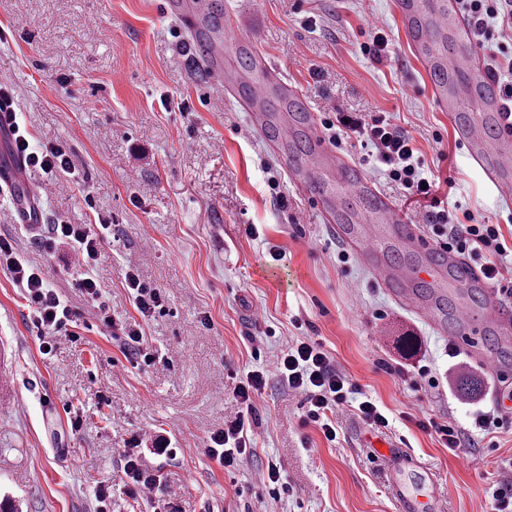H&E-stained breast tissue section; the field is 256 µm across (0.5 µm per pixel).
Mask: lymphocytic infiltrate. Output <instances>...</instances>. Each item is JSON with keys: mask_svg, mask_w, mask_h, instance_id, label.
Returning a JSON list of instances; mask_svg holds the SVG:
<instances>
[{"mask_svg": "<svg viewBox=\"0 0 512 512\" xmlns=\"http://www.w3.org/2000/svg\"><path fill=\"white\" fill-rule=\"evenodd\" d=\"M459 4L471 23L474 38L495 42L491 67L501 78L499 87L505 103L512 108V41L495 39L496 21L512 17V0H459ZM321 126L334 147L347 145L358 150L363 165L384 176L404 197L425 209L429 238L467 258L491 286L497 288L502 298L512 300V240L506 239L500 225L476 222L470 212L461 211L459 204L452 200V180L434 176L412 134L395 125L383 112L371 117L356 112H336L325 116ZM0 129L12 133L15 149L24 156L28 167L47 174L70 172V160L61 145L48 140L40 150H31L14 98L8 88L2 86ZM111 234L112 222L103 218L93 225L62 222L50 225L43 240L48 249L60 242L72 245L75 261L84 270L74 286L89 304L85 311L72 307L51 288L5 238H0V266L6 267L21 288L34 324L48 334L70 335L72 328L78 327L89 315L106 326L113 339L122 342L127 354L150 363L155 356L144 350L139 325L113 320L98 283L90 273L103 243ZM275 368L289 389L304 394L308 404L306 419L318 426L327 441H335L334 415L344 407L358 411L369 425L388 426L383 408L335 366L320 342L311 338L293 342L277 356ZM265 384V371L261 368L248 371L234 382L232 394L239 409L225 420L223 429L210 436L206 448L208 457L225 470L238 469L254 451L252 416L256 410L255 399ZM121 464L130 497L154 500L161 488L160 477L142 455L138 440L130 441Z\"/></svg>", "mask_w": 512, "mask_h": 512, "instance_id": "1", "label": "lymphocytic infiltrate"}]
</instances>
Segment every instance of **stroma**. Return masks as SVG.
<instances>
[{
  "label": "stroma",
  "mask_w": 512,
  "mask_h": 512,
  "mask_svg": "<svg viewBox=\"0 0 512 512\" xmlns=\"http://www.w3.org/2000/svg\"><path fill=\"white\" fill-rule=\"evenodd\" d=\"M243 33L304 96L308 111L387 112L416 137L432 170L454 179V198L480 222L512 232V203L501 200L437 112L395 15V0H223ZM166 0H0V84L13 92L33 146L61 144L74 175L26 169L38 189L37 225L14 221L0 199V238L72 304L69 245L44 251L46 225L94 224L112 236L96 277L115 319L138 322L159 360L131 365L98 322L78 342L55 338L42 354L21 290L0 268V503L13 512H153L127 496L121 467L133 436L170 444L148 455L180 512H401L397 491L376 461L373 439L411 449L438 487L441 512H491L484 490L512 464V432L496 447L478 439L450 451L417 422L432 415L460 430L490 404L496 375L467 355L449 357L448 338L379 288L344 250L307 189L273 157L246 115L212 86ZM384 30L391 53L361 49L367 26ZM442 133L435 142L434 133ZM278 180L287 208L274 205ZM256 225L259 238L249 237ZM158 289L162 309L141 317L124 282L128 260ZM297 338L322 343L337 367L381 404L377 430L347 408L336 441L304 425L306 404L268 372L255 399L256 447L229 474L205 453L238 404L231 377ZM439 380L429 387L417 364ZM478 380L464 395L462 380ZM81 415L73 428V415ZM277 464L289 487L272 499L258 479Z\"/></svg>",
  "instance_id": "35a3bbf8"
}]
</instances>
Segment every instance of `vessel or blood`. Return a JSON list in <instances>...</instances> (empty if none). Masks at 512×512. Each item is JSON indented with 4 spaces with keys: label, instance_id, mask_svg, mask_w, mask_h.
I'll return each instance as SVG.
<instances>
[{
    "label": "vessel or blood",
    "instance_id": "obj_1",
    "mask_svg": "<svg viewBox=\"0 0 512 512\" xmlns=\"http://www.w3.org/2000/svg\"><path fill=\"white\" fill-rule=\"evenodd\" d=\"M168 5L197 41L200 63L210 80L246 112L251 131L263 133L267 117L262 106L271 94L291 100L292 113L280 117L278 137L285 141L292 137L294 129H302L306 147L304 157H282L283 167L308 189L315 208L334 220L337 237L353 249L395 302L440 330L444 324L437 312L436 298L419 297L414 285L438 288L448 283L481 291L484 303L480 309L465 305L455 309L456 328L448 337L457 349L471 353L500 379L512 378L501 358L486 351L478 341L487 331L505 338L512 336V305L500 300L497 290L490 288L465 259L434 244L418 225L404 223L398 205L363 170L352 166L322 139L316 115L296 103L295 89L277 66L257 58L252 76L244 80L225 69L226 51L247 47L248 42L232 19L223 18L221 28L213 29V18L223 17L220 0H168ZM398 21L428 76L429 91L438 110L453 121L457 140L497 193L511 198L512 123L503 110L493 71L472 45L470 23L458 0H400ZM448 33L455 42L449 54L439 49L442 36ZM477 94L483 97L482 112L458 121L459 99ZM24 169L25 162L20 157L0 165V191H18L24 202L16 210L15 221L34 224L38 221L39 204L33 186L21 181ZM378 224L384 225L389 238L398 244L401 260L395 262L386 257V248L374 231ZM378 460L399 488L403 512H420L422 496L431 493L432 475L401 448L380 451Z\"/></svg>",
    "mask_w": 512,
    "mask_h": 512
}]
</instances>
